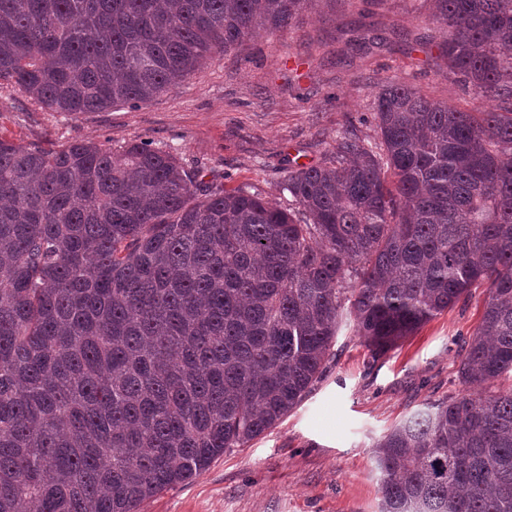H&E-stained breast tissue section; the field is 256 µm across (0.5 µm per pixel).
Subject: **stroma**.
Returning a JSON list of instances; mask_svg holds the SVG:
<instances>
[{
	"label": "stroma",
	"mask_w": 512,
	"mask_h": 512,
	"mask_svg": "<svg viewBox=\"0 0 512 512\" xmlns=\"http://www.w3.org/2000/svg\"><path fill=\"white\" fill-rule=\"evenodd\" d=\"M435 0H314L285 29L210 55L192 75L131 108L64 114L0 86V137L58 149L131 142L173 153L226 187L255 186L285 204L287 162L320 163L336 134L377 137L371 103L402 80L436 103L471 102L445 78L432 17ZM373 42L353 50L361 22ZM486 285L371 359L353 320L340 324L321 380L272 428L165 490L142 512H379L373 446L414 411L463 393L460 345L480 322Z\"/></svg>",
	"instance_id": "1"
}]
</instances>
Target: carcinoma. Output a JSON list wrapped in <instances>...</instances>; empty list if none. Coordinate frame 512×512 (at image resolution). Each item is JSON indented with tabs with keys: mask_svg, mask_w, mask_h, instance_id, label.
I'll return each mask as SVG.
<instances>
[{
	"mask_svg": "<svg viewBox=\"0 0 512 512\" xmlns=\"http://www.w3.org/2000/svg\"><path fill=\"white\" fill-rule=\"evenodd\" d=\"M313 0H0V85L135 107ZM481 104L387 82L378 142L288 161L283 208L145 143L0 138V512H141L323 376L343 314L372 357L488 284L458 376L512 377V0H437ZM380 512H512V390L375 444Z\"/></svg>",
	"mask_w": 512,
	"mask_h": 512,
	"instance_id": "carcinoma-1",
	"label": "carcinoma"
}]
</instances>
